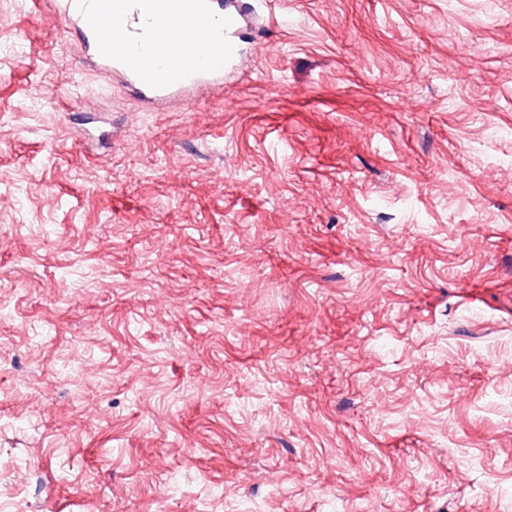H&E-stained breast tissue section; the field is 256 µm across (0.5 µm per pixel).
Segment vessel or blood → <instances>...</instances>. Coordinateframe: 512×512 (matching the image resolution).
Masks as SVG:
<instances>
[{
  "label": "vessel or blood",
  "instance_id": "b4317fda",
  "mask_svg": "<svg viewBox=\"0 0 512 512\" xmlns=\"http://www.w3.org/2000/svg\"><path fill=\"white\" fill-rule=\"evenodd\" d=\"M81 48L80 60L121 75L145 103L223 85L237 55L234 35L253 0H48ZM117 48L105 51V41Z\"/></svg>",
  "mask_w": 512,
  "mask_h": 512
}]
</instances>
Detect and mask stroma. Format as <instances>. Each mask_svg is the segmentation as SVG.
Masks as SVG:
<instances>
[{"mask_svg": "<svg viewBox=\"0 0 512 512\" xmlns=\"http://www.w3.org/2000/svg\"><path fill=\"white\" fill-rule=\"evenodd\" d=\"M145 108L0 0V512H512V0H272Z\"/></svg>", "mask_w": 512, "mask_h": 512, "instance_id": "35a3bbf8", "label": "stroma"}]
</instances>
